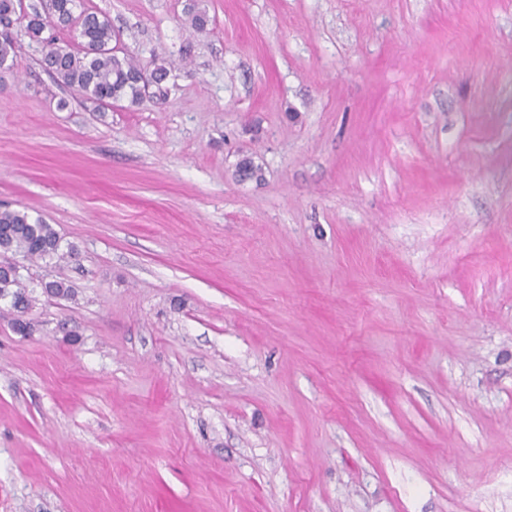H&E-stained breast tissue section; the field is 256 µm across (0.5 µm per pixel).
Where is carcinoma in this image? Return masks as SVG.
<instances>
[{"label":"carcinoma","mask_w":512,"mask_h":512,"mask_svg":"<svg viewBox=\"0 0 512 512\" xmlns=\"http://www.w3.org/2000/svg\"><path fill=\"white\" fill-rule=\"evenodd\" d=\"M75 7V0H46L44 14L33 13L26 24L29 37L43 44L42 64L58 84L75 90L82 101L104 110L122 100L136 105L150 84L159 85L167 79L169 70L163 63L148 76L142 72L133 57L119 48V35L107 18L85 12L76 15ZM187 13L193 31L206 30V11L192 3ZM15 18H22L20 0H0V66L15 55L10 32ZM72 27L78 31V48L58 45L52 31ZM0 256V303L16 313L13 330L20 329L27 336L33 330L27 314L36 303V296L10 258L62 260L74 257L75 248L70 245L62 250L58 233L41 218L1 205ZM41 294L68 300L74 290L69 281L59 278L43 283Z\"/></svg>","instance_id":"1"}]
</instances>
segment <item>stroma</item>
<instances>
[{
	"mask_svg": "<svg viewBox=\"0 0 512 512\" xmlns=\"http://www.w3.org/2000/svg\"><path fill=\"white\" fill-rule=\"evenodd\" d=\"M189 2L77 0L171 70L102 112L13 29L0 512H512V0ZM61 247V238L52 224H46L39 217L33 219L25 211L0 206V256L3 257L0 262V304L9 305L16 313L12 326L20 335L27 336L33 330L27 314L37 298L20 272L24 265L15 268L8 254L12 259L19 257L27 261L47 258L59 261L76 255L73 245H68L66 252Z\"/></svg>",
	"mask_w": 512,
	"mask_h": 512,
	"instance_id": "1",
	"label": "stroma"
}]
</instances>
